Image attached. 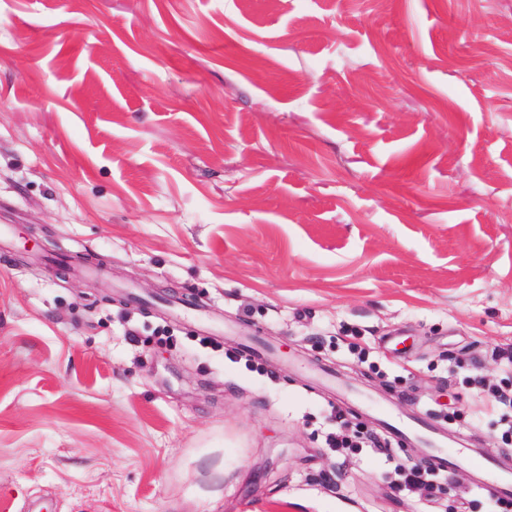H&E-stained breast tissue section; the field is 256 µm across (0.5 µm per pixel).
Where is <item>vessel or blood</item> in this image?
I'll list each match as a JSON object with an SVG mask.
<instances>
[{
    "mask_svg": "<svg viewBox=\"0 0 512 512\" xmlns=\"http://www.w3.org/2000/svg\"><path fill=\"white\" fill-rule=\"evenodd\" d=\"M380 421L394 436L419 442L427 448L431 461L440 471H448L468 460H475V469L481 473L492 494L499 498L512 497V470L502 467L497 458L485 449L469 448L463 442L448 439L433 426L426 415L416 411L404 414L400 408L377 405Z\"/></svg>",
    "mask_w": 512,
    "mask_h": 512,
    "instance_id": "vessel-or-blood-1",
    "label": "vessel or blood"
}]
</instances>
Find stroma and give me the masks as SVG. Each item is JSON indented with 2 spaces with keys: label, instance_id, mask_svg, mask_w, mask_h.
I'll use <instances>...</instances> for the list:
<instances>
[{
  "label": "stroma",
  "instance_id": "obj_1",
  "mask_svg": "<svg viewBox=\"0 0 512 512\" xmlns=\"http://www.w3.org/2000/svg\"><path fill=\"white\" fill-rule=\"evenodd\" d=\"M0 225L9 512H492L512 0H0ZM376 411L387 430L401 439L419 442L427 448L431 461L440 471L458 467L468 460H476L475 471L482 474V483L498 498L512 497V470L502 467L497 458L483 448H467L463 442L448 439L441 430L429 423L426 414L416 411L405 415L398 407L378 404ZM413 462L418 467L411 463L395 464L394 471L401 480L400 486L407 488L409 491L431 488L433 480L439 476V473L432 468L421 469L427 464V459L424 457L415 458Z\"/></svg>",
  "mask_w": 512,
  "mask_h": 512
}]
</instances>
